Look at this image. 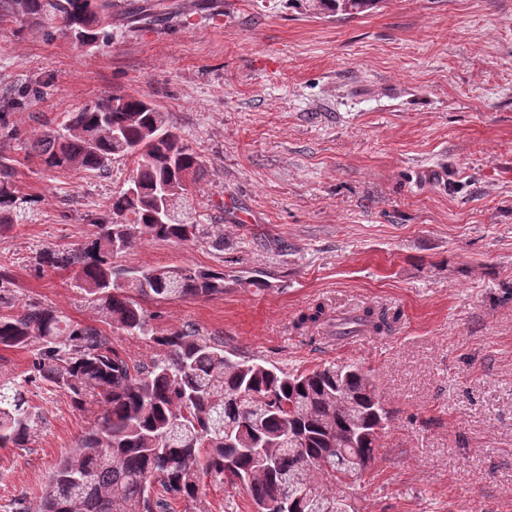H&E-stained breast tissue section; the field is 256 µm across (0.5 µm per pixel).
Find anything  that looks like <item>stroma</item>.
<instances>
[{
	"label": "stroma",
	"instance_id": "1",
	"mask_svg": "<svg viewBox=\"0 0 512 512\" xmlns=\"http://www.w3.org/2000/svg\"><path fill=\"white\" fill-rule=\"evenodd\" d=\"M129 2L113 0L112 39L92 49L0 16L6 153L34 199L0 232L11 310L36 301L95 322L73 272L37 270L33 256L93 237L90 216L109 210L132 163L115 159L103 177L50 171L30 144L40 120L146 97L204 159L191 190L224 248L143 239L112 263L229 280L209 298L146 301L151 325L196 329L285 371L327 360L371 370L391 422L357 512H512V0H386L346 20L292 0H154L176 18L140 27L126 22ZM320 302L399 320L384 336L295 329ZM34 352L0 348V382H26L44 417L30 447H0V512L38 501L98 417L27 383ZM172 512L254 504L205 476Z\"/></svg>",
	"mask_w": 512,
	"mask_h": 512
}]
</instances>
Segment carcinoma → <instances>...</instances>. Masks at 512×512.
Returning a JSON list of instances; mask_svg holds the SVG:
<instances>
[{"mask_svg": "<svg viewBox=\"0 0 512 512\" xmlns=\"http://www.w3.org/2000/svg\"><path fill=\"white\" fill-rule=\"evenodd\" d=\"M305 11L343 19L384 0H300ZM0 13L18 15L36 31L93 48L112 39V0H0ZM47 170L101 176L114 158L133 161L127 188L104 214L90 218L97 236L72 249L45 247L38 268H70L75 287L100 315L105 330L74 322L51 306L29 302L0 315V348L37 344L27 381L68 395L73 407L98 406V423L58 461L39 501L15 512H169L194 501L206 472L250 493L254 512H339L360 468L375 462L388 421L375 377L361 365L327 361L284 372L255 359H233L224 345L190 329L160 333L145 300L206 298L224 293V272L190 265L147 268L118 283L112 257L143 238L188 242L210 236L190 182L206 172L199 153L153 102L108 96L44 121L31 144ZM12 159L0 154V230L18 222L31 199L19 195ZM180 192V207L157 221L160 192ZM318 304L295 326L323 320ZM145 336L158 348L146 365L131 364L112 346L108 330ZM391 331L384 312L366 308L336 320V333ZM40 417L22 386L0 382V447L27 448ZM317 492L314 504L289 484Z\"/></svg>", "mask_w": 512, "mask_h": 512, "instance_id": "carcinoma-1", "label": "carcinoma"}]
</instances>
